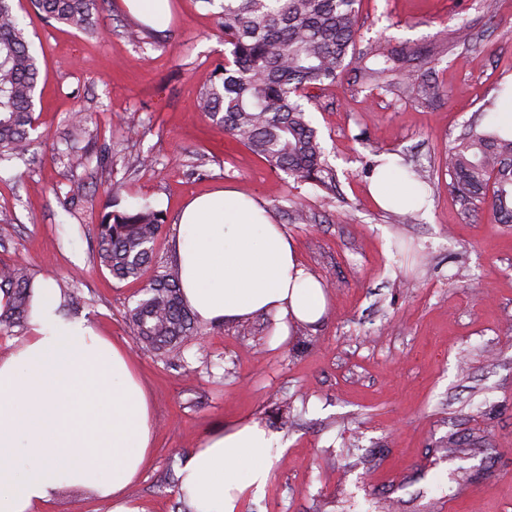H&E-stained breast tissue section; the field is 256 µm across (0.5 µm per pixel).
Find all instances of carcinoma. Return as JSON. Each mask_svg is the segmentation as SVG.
Masks as SVG:
<instances>
[{"label":"carcinoma","instance_id":"1","mask_svg":"<svg viewBox=\"0 0 512 512\" xmlns=\"http://www.w3.org/2000/svg\"><path fill=\"white\" fill-rule=\"evenodd\" d=\"M218 6L224 32V63L200 93L198 110L224 126L273 171L327 186L333 181L317 129L302 98L306 90L336 82L363 61V86L388 88L400 67L414 59L375 43L357 47L360 0H202ZM42 16L79 32L99 33V0H30ZM39 56L15 9L0 0V164L24 157L37 129L35 98ZM91 117L73 115L76 136L65 154L72 169L85 166L79 143L95 140ZM449 186L466 205L491 198L502 224H512V137L497 130L472 131L448 149ZM165 223L163 211L144 203L130 211H107L98 226L101 266L118 282L139 279L152 263ZM34 277L21 262L0 264V335L25 326ZM132 300L125 321L139 343L164 358L176 357L192 339L206 335L188 307L177 272L159 270Z\"/></svg>","mask_w":512,"mask_h":512}]
</instances>
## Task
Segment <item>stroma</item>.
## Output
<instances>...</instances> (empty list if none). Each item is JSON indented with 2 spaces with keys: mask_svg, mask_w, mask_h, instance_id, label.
<instances>
[{
  "mask_svg": "<svg viewBox=\"0 0 512 512\" xmlns=\"http://www.w3.org/2000/svg\"><path fill=\"white\" fill-rule=\"evenodd\" d=\"M170 18L125 36L136 18L102 0L101 35L14 7L45 83L35 115L45 138L0 168V262L78 292L77 316L131 348L152 399L153 451L128 489L142 512H177V475L204 437L257 420L284 452L265 490L239 512H512V225L451 193L448 148L491 128L512 97V0L488 17L481 0H361L358 36L442 51L406 64L394 87L369 90L345 74L313 90L314 125L336 187L272 171L196 110L224 60L214 8L170 0ZM468 23L470 40L449 47ZM431 93L421 96V86ZM100 127L87 167L70 169V116ZM118 165L100 161L104 143ZM388 157L424 170L416 220L380 208L371 165ZM87 186L68 207L73 178ZM121 208L143 202L166 224L154 263L173 268L176 215L191 198L234 188L267 207L328 292L319 325L279 338L271 317L208 326L182 358L137 350L124 314L140 285L99 265L97 228L113 182Z\"/></svg>",
  "mask_w": 512,
  "mask_h": 512,
  "instance_id": "stroma-1",
  "label": "stroma"
}]
</instances>
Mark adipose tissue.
I'll return each mask as SVG.
<instances>
[{"label": "adipose tissue", "mask_w": 512, "mask_h": 512, "mask_svg": "<svg viewBox=\"0 0 512 512\" xmlns=\"http://www.w3.org/2000/svg\"><path fill=\"white\" fill-rule=\"evenodd\" d=\"M371 191L413 210L425 192L406 170L379 166ZM173 254L187 304L205 324L268 313L283 327L320 321L325 287L273 215L234 189L195 197L177 217ZM56 283L35 281L26 334L0 356V512H37L62 486H86L112 512H136L127 488L151 457L150 395L128 348L67 314ZM276 438L257 422L208 435L179 474L192 512H239L266 486Z\"/></svg>", "instance_id": "adipose-tissue-1"}]
</instances>
